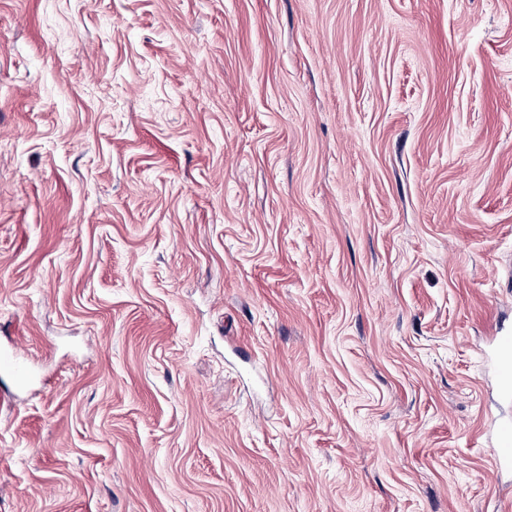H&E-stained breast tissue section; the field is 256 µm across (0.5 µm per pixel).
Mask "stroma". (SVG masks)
<instances>
[{"label":"stroma","instance_id":"35a3bbf8","mask_svg":"<svg viewBox=\"0 0 512 512\" xmlns=\"http://www.w3.org/2000/svg\"><path fill=\"white\" fill-rule=\"evenodd\" d=\"M512 0H0V512H504ZM494 364L503 393L512 396V336H497ZM495 466L499 470L512 468V423H503L497 429Z\"/></svg>","mask_w":512,"mask_h":512}]
</instances>
